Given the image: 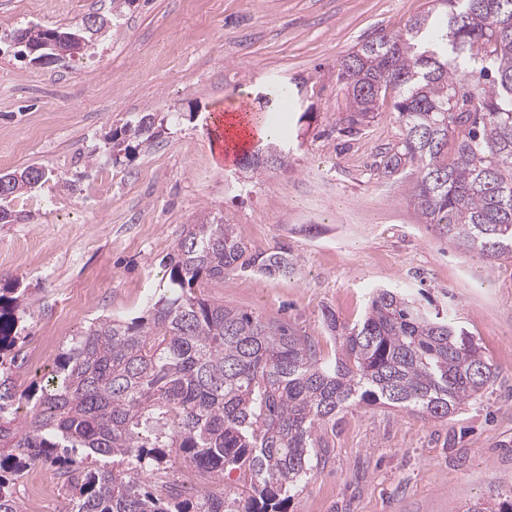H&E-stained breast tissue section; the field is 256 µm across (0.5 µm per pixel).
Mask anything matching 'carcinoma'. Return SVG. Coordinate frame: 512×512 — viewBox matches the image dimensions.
I'll use <instances>...</instances> for the list:
<instances>
[{
  "instance_id": "obj_1",
  "label": "carcinoma",
  "mask_w": 512,
  "mask_h": 512,
  "mask_svg": "<svg viewBox=\"0 0 512 512\" xmlns=\"http://www.w3.org/2000/svg\"><path fill=\"white\" fill-rule=\"evenodd\" d=\"M349 99L340 131L358 134L393 94L398 142L374 162L411 179L426 224L493 266L512 259V0H431L339 64ZM244 158L285 168L280 131ZM161 136L152 114L112 133L116 154ZM286 244L260 251L223 220L190 224L168 257L169 283L130 319L95 318L72 337L50 380L21 393L17 289L0 292V512H23L4 473L45 463L67 476L65 512H288L312 470L318 429L355 401L442 420L482 395L494 372L473 336L427 315L406 292L378 288L352 326L328 327V364L308 337L197 294L231 271L274 276ZM29 405L18 416V401ZM112 458V468L79 461ZM188 464L212 488L190 496L168 471ZM236 470L242 489L223 488Z\"/></svg>"
}]
</instances>
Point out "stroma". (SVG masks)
<instances>
[{
    "label": "stroma",
    "instance_id": "obj_1",
    "mask_svg": "<svg viewBox=\"0 0 512 512\" xmlns=\"http://www.w3.org/2000/svg\"><path fill=\"white\" fill-rule=\"evenodd\" d=\"M429 0H137L92 55L40 66L0 53V172L35 164L66 179L13 200L24 221L0 224V288H25L17 390L45 384L94 318L141 315L166 288L183 230L224 219L255 250L290 246L286 274L234 271L206 298L282 318L318 343L326 325L359 322L377 288H405L464 327L495 378L448 418L349 405L320 429L327 461L288 512H465L512 495V262L496 266L423 224L409 182L373 170L396 142L391 106L346 140L339 62L379 30H396ZM110 0H0V41L109 13ZM293 93L281 125L288 165L257 174L224 167L210 116L247 91L257 112L276 83ZM310 113L301 121V113ZM144 113L165 131L113 156L105 137ZM41 353L33 368L29 359Z\"/></svg>",
    "mask_w": 512,
    "mask_h": 512
}]
</instances>
